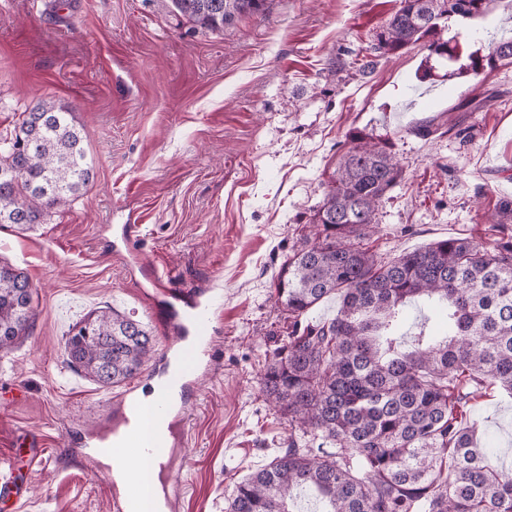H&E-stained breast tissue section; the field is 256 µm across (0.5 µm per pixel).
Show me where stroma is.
<instances>
[{
	"mask_svg": "<svg viewBox=\"0 0 512 512\" xmlns=\"http://www.w3.org/2000/svg\"><path fill=\"white\" fill-rule=\"evenodd\" d=\"M398 6L269 0L264 15L211 33L156 0H0V133L59 99L97 172L44 223L0 224V261L36 290L30 334L0 353V462L25 474L27 512H119L105 466L55 450L105 433L130 384L77 373L64 342L89 312L114 309L163 347L175 334L169 288L222 297L224 318L214 356L186 373L168 512H226L235 484L287 447L288 423L259 385L288 328L273 279L350 129L389 140L405 168L367 246L394 257L448 237L500 239L487 216L512 200V65L456 77L420 43L363 73ZM467 100L477 109L461 110ZM460 115L463 135L416 133ZM473 417L511 461L512 395L481 400Z\"/></svg>",
	"mask_w": 512,
	"mask_h": 512,
	"instance_id": "obj_1",
	"label": "stroma"
}]
</instances>
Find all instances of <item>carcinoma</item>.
I'll use <instances>...</instances> for the list:
<instances>
[{"instance_id":"obj_1","label":"carcinoma","mask_w":512,"mask_h":512,"mask_svg":"<svg viewBox=\"0 0 512 512\" xmlns=\"http://www.w3.org/2000/svg\"><path fill=\"white\" fill-rule=\"evenodd\" d=\"M497 0H400L376 33L363 71L420 42L465 63L458 75L512 63V37L462 54L444 37L453 23L485 16ZM195 27L220 32L261 14L266 0H157ZM69 106L52 98L0 134V224L42 223L63 212L95 180ZM404 179L393 145L361 130L347 136L324 197L310 216L314 239L292 250L275 278L288 312V336L260 379L266 399L318 442L288 448L238 482L227 512H297L295 494L312 491L319 512H512V467L489 459L477 437L473 404L487 392L512 394V239L502 225L492 247L446 238L388 258L360 246L380 203ZM340 297L336 315L305 320ZM435 303L444 329L402 333L408 304ZM33 289L24 272L0 264V351L33 326ZM70 367L102 385L138 374L155 341L143 323L95 311L65 338Z\"/></svg>"}]
</instances>
